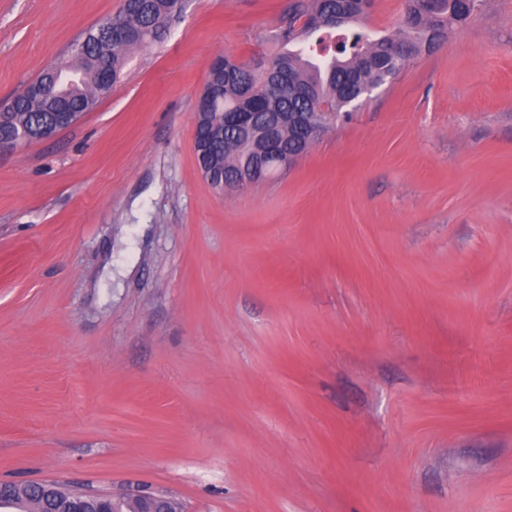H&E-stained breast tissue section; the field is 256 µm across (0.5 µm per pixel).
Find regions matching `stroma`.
<instances>
[{"label": "stroma", "mask_w": 512, "mask_h": 512, "mask_svg": "<svg viewBox=\"0 0 512 512\" xmlns=\"http://www.w3.org/2000/svg\"><path fill=\"white\" fill-rule=\"evenodd\" d=\"M294 0H185L0 153V482L182 512H512V0L267 180L213 188L211 61ZM122 0H0V102Z\"/></svg>", "instance_id": "stroma-1"}]
</instances>
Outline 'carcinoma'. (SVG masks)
<instances>
[{
    "label": "carcinoma",
    "instance_id": "cac0c4a2",
    "mask_svg": "<svg viewBox=\"0 0 512 512\" xmlns=\"http://www.w3.org/2000/svg\"><path fill=\"white\" fill-rule=\"evenodd\" d=\"M374 0H299L274 30L281 49L268 58L240 61L232 55L217 59L208 77L215 86L206 121L222 125L231 112H260L275 127L282 149H309L317 137L288 128L296 112H334L347 121L354 102L389 83L414 58L430 52L469 21L468 7L459 0H406L403 21L393 34L365 27L351 28L373 7ZM183 9L180 0H128L118 17L127 39L114 47L93 28L71 45L74 63L49 65L37 76L54 82L65 74L64 95L58 102L69 109L59 112L51 98L32 93L17 99L13 109L0 115V135L22 129L33 134L43 129L62 130L75 124L104 95L100 76L117 77L124 51L161 39L167 23ZM263 149L261 142L227 125L223 135L196 152L198 164L211 169L210 185L224 189L242 167H251ZM22 512H43L34 484L14 485ZM145 499L112 497V512H143Z\"/></svg>",
    "mask_w": 512,
    "mask_h": 512
}]
</instances>
